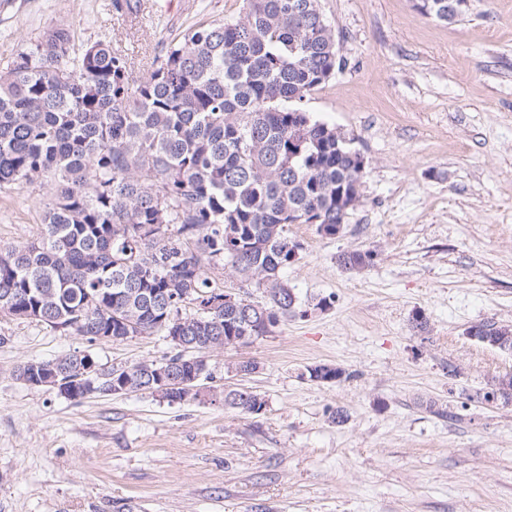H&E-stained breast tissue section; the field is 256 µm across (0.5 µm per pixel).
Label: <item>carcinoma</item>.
<instances>
[{
	"label": "carcinoma",
	"mask_w": 512,
	"mask_h": 512,
	"mask_svg": "<svg viewBox=\"0 0 512 512\" xmlns=\"http://www.w3.org/2000/svg\"><path fill=\"white\" fill-rule=\"evenodd\" d=\"M416 8L448 22V0ZM55 27L0 68V185L47 182L38 244L0 251V313L110 336H189L153 369L185 378L206 370L201 354L268 334L295 315L282 272L299 245L290 224L335 236L360 198L365 174L344 132L315 119L305 100L345 66L319 0H242L239 16L202 22L168 45L140 80L109 41L71 55ZM376 253L340 257L347 270ZM219 266L265 294L208 309L224 293ZM191 303L199 313L184 314ZM482 341L512 346V329L488 321ZM104 391L131 383L148 393L142 363L102 371ZM309 378H350L320 364ZM224 406L260 415L265 398L233 388Z\"/></svg>",
	"instance_id": "1"
}]
</instances>
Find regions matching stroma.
<instances>
[{
  "mask_svg": "<svg viewBox=\"0 0 512 512\" xmlns=\"http://www.w3.org/2000/svg\"><path fill=\"white\" fill-rule=\"evenodd\" d=\"M240 5L0 0V60L61 26L78 47L112 41L140 78L172 40ZM320 5L346 66L305 107L352 138L367 174L338 235L288 227L299 315L204 356L208 385L249 387L265 412L29 387L28 361L88 353L121 369L175 349L160 331L92 342L0 314V512H512V401L484 399L512 376V352L468 334L512 325V0H473L448 24L414 0ZM50 197L45 183L0 186V248L41 239ZM367 249L370 267L339 265ZM249 359L257 370L237 373ZM324 363L351 379L310 380Z\"/></svg>",
  "mask_w": 512,
  "mask_h": 512,
  "instance_id": "35a3bbf8",
  "label": "stroma"
}]
</instances>
